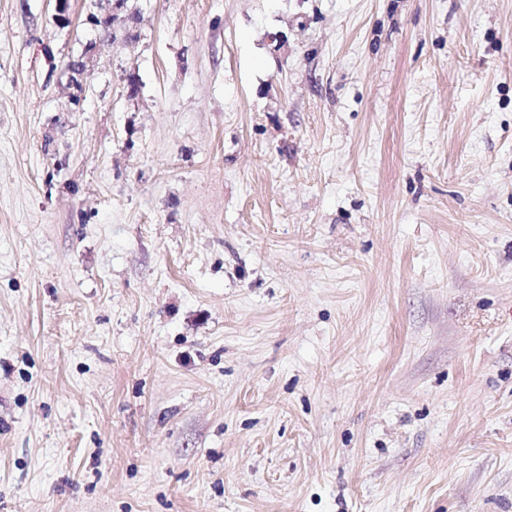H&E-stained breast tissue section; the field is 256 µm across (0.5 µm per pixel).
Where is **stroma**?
I'll return each mask as SVG.
<instances>
[{"label":"stroma","instance_id":"obj_1","mask_svg":"<svg viewBox=\"0 0 512 512\" xmlns=\"http://www.w3.org/2000/svg\"><path fill=\"white\" fill-rule=\"evenodd\" d=\"M130 3L0 0V512H512V0Z\"/></svg>","mask_w":512,"mask_h":512}]
</instances>
